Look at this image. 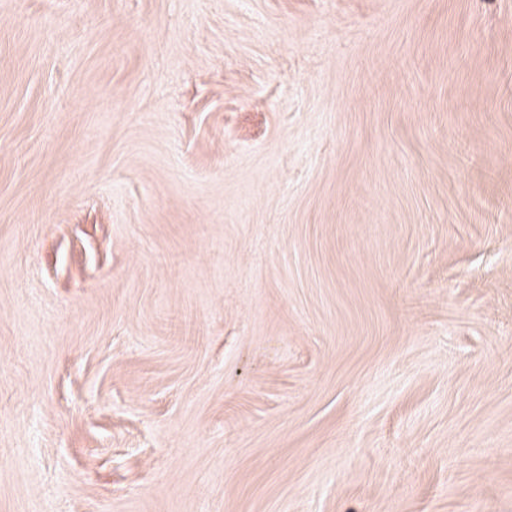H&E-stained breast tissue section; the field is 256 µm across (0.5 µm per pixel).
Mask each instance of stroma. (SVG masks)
<instances>
[{
	"instance_id": "stroma-1",
	"label": "stroma",
	"mask_w": 512,
	"mask_h": 512,
	"mask_svg": "<svg viewBox=\"0 0 512 512\" xmlns=\"http://www.w3.org/2000/svg\"><path fill=\"white\" fill-rule=\"evenodd\" d=\"M0 512H512V0H0Z\"/></svg>"
}]
</instances>
